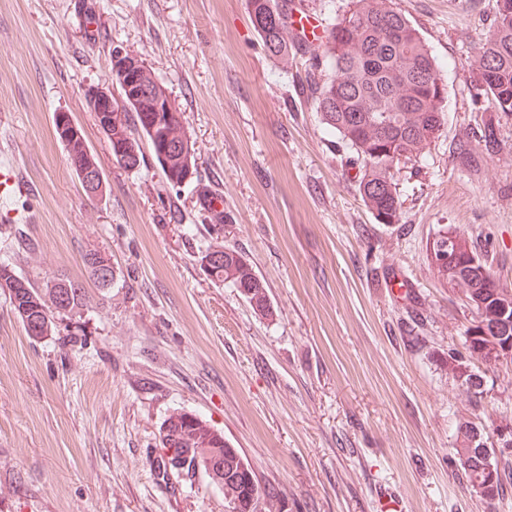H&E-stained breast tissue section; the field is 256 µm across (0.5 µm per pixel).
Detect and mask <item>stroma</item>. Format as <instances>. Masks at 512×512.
<instances>
[{"label":"stroma","instance_id":"obj_1","mask_svg":"<svg viewBox=\"0 0 512 512\" xmlns=\"http://www.w3.org/2000/svg\"><path fill=\"white\" fill-rule=\"evenodd\" d=\"M391 3L441 67L446 123L396 167L401 218L381 224L299 90L308 55L269 58L248 0H0V172L25 180L0 196V264L87 294L34 341L0 292V512H225L204 473H160L161 424L182 409L241 451L276 512H376L391 498L403 512H512V486L485 502L455 453L461 422L487 436L512 425V363L471 361L478 398L449 374L473 316L427 250L456 229L512 289V113L479 111L463 69L496 0ZM117 44L176 99L192 181L168 184L149 152L135 170L113 160L83 90L110 84ZM61 110L97 159L100 200L54 135ZM206 189L223 198L219 235ZM217 243L245 254L272 317L203 271ZM90 251L109 258V288Z\"/></svg>","mask_w":512,"mask_h":512}]
</instances>
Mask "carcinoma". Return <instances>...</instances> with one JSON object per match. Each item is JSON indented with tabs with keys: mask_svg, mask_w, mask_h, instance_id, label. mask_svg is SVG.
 <instances>
[{
	"mask_svg": "<svg viewBox=\"0 0 512 512\" xmlns=\"http://www.w3.org/2000/svg\"><path fill=\"white\" fill-rule=\"evenodd\" d=\"M249 13L269 57L286 63L294 51L309 44L298 39L290 26L292 4L288 0H248ZM512 0H496L495 18L482 39L470 65V78L477 94L488 102L491 112H512V12L503 5ZM279 17L271 26L267 19ZM320 44L312 53V63L300 78V87L320 114L326 129L349 150L361 167L356 188L362 202L384 223H398L401 201L393 183L389 159L399 154L419 157L436 138L445 123L443 100L436 91L422 92L420 74L431 82L442 80L439 67L418 29L387 0H350L346 14L327 23ZM409 111H400L402 104ZM156 94L143 93L128 102L122 112L99 119L107 136L112 158L122 168L137 169L144 160L142 145H148L167 182L173 186L192 179L197 171L195 152L173 160L167 147L175 139L189 138L181 113L168 121H155ZM442 233L453 236L454 262L432 264L438 277L466 296L463 306L476 315L465 331V342L475 351H488L512 343V326L494 330L499 319L501 299L477 270L484 267L473 241L452 228ZM213 280L226 283L245 296L251 306L272 316L266 284L238 250L225 254L224 266L207 272ZM8 294L13 312L23 326L33 319L40 330L31 336L40 340L53 335L59 317L86 305L79 285L58 279L44 288H35L16 274L0 285ZM448 371L461 379L467 392L480 390L482 376L468 369L463 361L448 355ZM475 427L457 426L456 454L472 486L492 500L504 494L505 481L512 478V461L495 464V476L475 469L470 451ZM166 454L158 467L164 473L195 475L199 470L224 488V502L234 512H255L252 501L260 500L261 488L240 450L224 440V435L186 410L172 412L161 425Z\"/></svg>",
	"mask_w": 512,
	"mask_h": 512,
	"instance_id": "obj_1",
	"label": "carcinoma"
}]
</instances>
